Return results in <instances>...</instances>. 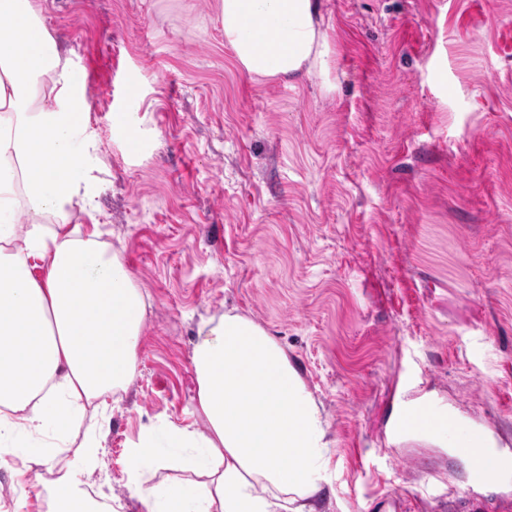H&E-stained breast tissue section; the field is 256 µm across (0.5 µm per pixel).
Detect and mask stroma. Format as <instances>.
<instances>
[{"mask_svg": "<svg viewBox=\"0 0 512 512\" xmlns=\"http://www.w3.org/2000/svg\"><path fill=\"white\" fill-rule=\"evenodd\" d=\"M89 77L105 168L96 234L151 298L132 383L90 492L145 512L141 431L204 430L191 362L237 308L285 348L333 448L323 512H512V477L472 484L393 428L421 399L512 448V0H320L327 74L256 80L218 0H30ZM141 90L144 149L112 125ZM52 475L0 456V512H47Z\"/></svg>", "mask_w": 512, "mask_h": 512, "instance_id": "obj_1", "label": "stroma"}]
</instances>
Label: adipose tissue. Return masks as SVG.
<instances>
[{
	"label": "adipose tissue",
	"mask_w": 512,
	"mask_h": 512,
	"mask_svg": "<svg viewBox=\"0 0 512 512\" xmlns=\"http://www.w3.org/2000/svg\"><path fill=\"white\" fill-rule=\"evenodd\" d=\"M219 9L248 75L327 74L317 0H219ZM101 170L83 73L30 0H0V452L55 468L48 512H118L111 495L85 489L75 466L97 463L107 398L136 374L149 296L95 238L45 227L85 203ZM192 364L207 429L144 430L126 461L131 496L146 512H320L327 426L275 337L228 309L199 324ZM88 412L95 429L58 466L38 436L63 438ZM161 466L186 476L149 484Z\"/></svg>",
	"instance_id": "1"
}]
</instances>
